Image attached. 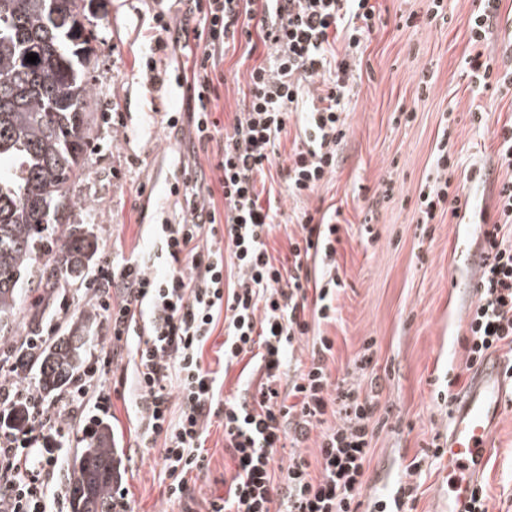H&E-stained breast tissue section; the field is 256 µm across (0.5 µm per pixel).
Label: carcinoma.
<instances>
[{
  "label": "carcinoma",
  "mask_w": 512,
  "mask_h": 512,
  "mask_svg": "<svg viewBox=\"0 0 512 512\" xmlns=\"http://www.w3.org/2000/svg\"><path fill=\"white\" fill-rule=\"evenodd\" d=\"M81 9V0H0V161L7 162L0 168V337L23 312L42 318L57 289L83 280L98 252L92 234L67 223L93 139L92 34ZM89 320L16 357L21 369L37 366L46 394L60 392L80 368ZM119 476L112 425L102 422L69 467L71 512H106Z\"/></svg>",
  "instance_id": "1"
}]
</instances>
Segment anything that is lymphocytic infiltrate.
<instances>
[{
  "label": "lymphocytic infiltrate",
  "instance_id": "obj_1",
  "mask_svg": "<svg viewBox=\"0 0 512 512\" xmlns=\"http://www.w3.org/2000/svg\"><path fill=\"white\" fill-rule=\"evenodd\" d=\"M189 2L197 22L180 36L199 45L191 54L193 141L211 148L216 177L194 171L180 190V220L156 225L163 273L132 254L99 267L95 279L96 309L112 345L133 361L136 439L143 451L157 450L173 502L187 498L189 474L207 469L206 431L217 416L234 471L226 495L206 500L204 512H359L376 405L345 382H331L330 337H319L308 362H292L294 343L312 320L335 317L339 227L301 212L287 261L276 260L267 239L281 211L276 197L260 200L257 182L297 114L301 135L285 168L288 194L308 196L335 171L351 64L334 45L342 39L358 47L380 12L373 0ZM240 35L263 47L266 58L251 68L242 110L227 131L210 104L218 95L217 59ZM314 79L321 88L311 97ZM495 211L496 221L482 231V270L463 344L470 369L488 354L512 350V177L499 189ZM229 266L236 277L226 275ZM219 328L225 366L248 356L259 376L240 397L221 398L223 369L203 363ZM105 383L93 365L50 399L36 379H0V512H63L56 453L81 407L93 401L109 409ZM19 403L33 421L23 434L10 417ZM316 428L314 472L298 448ZM283 448L288 456H280Z\"/></svg>",
  "mask_w": 512,
  "mask_h": 512
}]
</instances>
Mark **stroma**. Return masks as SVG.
Here are the masks:
<instances>
[{"mask_svg":"<svg viewBox=\"0 0 512 512\" xmlns=\"http://www.w3.org/2000/svg\"><path fill=\"white\" fill-rule=\"evenodd\" d=\"M478 0H443L444 17L422 22L427 0H378L376 30L353 52L354 82L345 112L346 136L337 148L336 171L307 198L289 197L285 168L298 123L282 134L278 155L258 183L261 195L275 194L280 222L267 239L270 254L288 257V239L299 233L295 216L303 210L332 212L340 227L337 244L336 319L320 323L295 345V358L307 359L316 335L331 337L327 365L332 380H346L372 395L378 417L386 424L374 432L365 468L362 500L365 512L389 493L410 462L432 440L446 441L450 417L447 393L463 394L469 379L461 342L467 334L474 285L481 269L480 222L495 217L494 198L507 175L500 170L494 131L512 120V92L495 95L472 86L464 60L472 53L468 19ZM93 32L95 67L90 72L94 140L83 174L74 185L79 200L70 223L91 225L98 242V264L117 251H139L148 264L160 254L154 227L177 222L180 206L171 189L188 171L209 168L201 147L193 146L191 91L183 84L188 57L179 42H169L150 78L153 32L150 19L162 14L179 23L185 0H84ZM415 15L418 25L402 26L401 17ZM512 46V0L500 14L480 50L503 65ZM238 39L217 68L224 82L210 107L224 129H232L242 108L250 68L262 61ZM429 76V94L418 92L421 76ZM491 119L472 121L476 106ZM181 115L178 128L167 126L170 113ZM447 146L454 164L436 169V154ZM485 168L487 180L472 183L470 173ZM445 179L452 195L468 198L467 222L450 215L436 223L419 222V195ZM391 193H384V186ZM92 293L74 285L59 296L43 320H18L0 346L19 345L38 334L54 341L78 319H86L91 336L88 358H105L112 338L105 321L92 316ZM375 339L372 377H364L354 361L367 339ZM115 444L122 452V483L133 512H183L167 502L155 455H140L132 423V369L127 356L111 364ZM494 449L482 479L491 512H512V407L493 437ZM205 447L209 466L189 478L194 508L223 494L232 462L224 452V429L213 418ZM411 512H442L448 496V460L426 468Z\"/></svg>","mask_w":512,"mask_h":512,"instance_id":"35a3bbf8","label":"stroma"}]
</instances>
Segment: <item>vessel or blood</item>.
Returning <instances> with one entry per match:
<instances>
[{
    "label": "vessel or blood",
    "mask_w": 512,
    "mask_h": 512,
    "mask_svg": "<svg viewBox=\"0 0 512 512\" xmlns=\"http://www.w3.org/2000/svg\"><path fill=\"white\" fill-rule=\"evenodd\" d=\"M507 394L505 365L488 357L476 370L469 391L454 404L444 447L448 459V512H468L493 452Z\"/></svg>",
    "instance_id": "obj_1"
}]
</instances>
